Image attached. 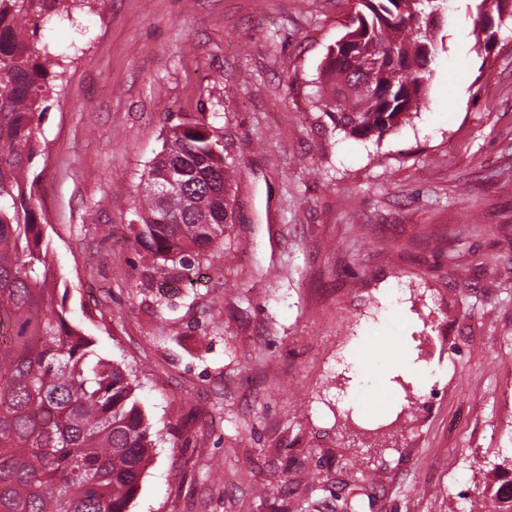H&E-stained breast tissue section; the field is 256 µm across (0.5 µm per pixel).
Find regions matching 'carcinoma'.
<instances>
[{"mask_svg": "<svg viewBox=\"0 0 512 512\" xmlns=\"http://www.w3.org/2000/svg\"><path fill=\"white\" fill-rule=\"evenodd\" d=\"M91 0H0V512H129L157 433L139 407L131 371L100 358L58 295L51 249L28 171L34 119L65 73L43 41L49 16L78 23ZM344 47L330 49L317 107L367 138L419 110L438 54L432 17L448 0H354ZM476 24L512 20V0H477ZM236 176L207 118L171 127L137 194L135 240L165 280L201 256L224 223ZM512 512V480L485 489Z\"/></svg>", "mask_w": 512, "mask_h": 512, "instance_id": "carcinoma-1", "label": "carcinoma"}]
</instances>
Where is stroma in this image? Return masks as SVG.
<instances>
[{"instance_id": "35a3bbf8", "label": "stroma", "mask_w": 512, "mask_h": 512, "mask_svg": "<svg viewBox=\"0 0 512 512\" xmlns=\"http://www.w3.org/2000/svg\"><path fill=\"white\" fill-rule=\"evenodd\" d=\"M452 0L419 112L315 107L350 0H104L35 126L51 272L160 435L131 512H469L512 457V22ZM239 176L215 259L161 284L130 224L173 124Z\"/></svg>"}]
</instances>
